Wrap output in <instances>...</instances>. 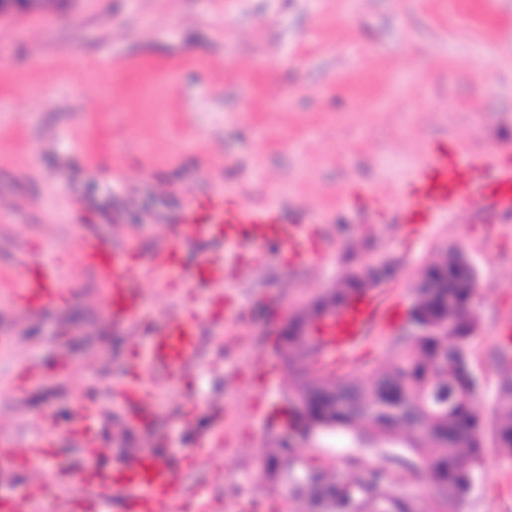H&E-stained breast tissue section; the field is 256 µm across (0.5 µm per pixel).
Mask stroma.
Segmentation results:
<instances>
[{"mask_svg":"<svg viewBox=\"0 0 512 512\" xmlns=\"http://www.w3.org/2000/svg\"><path fill=\"white\" fill-rule=\"evenodd\" d=\"M491 163L512 156V0H47L0 21V444L20 453L55 430L54 461L71 475L140 452L182 462L200 451L191 483L209 512H284L259 460L282 431L288 372L269 331L300 299L351 266L385 257L397 267L382 295L409 308L415 280L441 251L461 248L479 272L481 329L469 347L475 405L492 442L512 347V223L471 205L407 231L393 202L438 143ZM227 191L318 218L323 248L289 268L276 242L255 252L201 237L180 242L184 266L209 260L223 287L173 296L135 277L142 322L113 321L102 286L80 263V240L131 242L141 257L175 239L197 195ZM67 287L55 307L18 310L11 290L25 256ZM206 333L201 360L163 392L154 432L129 422L115 384L145 358L170 303ZM396 331L325 361L339 373L388 367ZM88 410L86 437L58 417ZM335 464L351 456L426 482L381 448L343 438L303 447ZM35 468L0 460V498L38 512ZM457 512H512V461L476 465Z\"/></svg>","mask_w":512,"mask_h":512,"instance_id":"1","label":"stroma"}]
</instances>
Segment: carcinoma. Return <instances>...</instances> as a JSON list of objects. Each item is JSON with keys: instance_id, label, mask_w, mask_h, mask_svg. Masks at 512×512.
<instances>
[{"instance_id": "obj_1", "label": "carcinoma", "mask_w": 512, "mask_h": 512, "mask_svg": "<svg viewBox=\"0 0 512 512\" xmlns=\"http://www.w3.org/2000/svg\"><path fill=\"white\" fill-rule=\"evenodd\" d=\"M462 255L450 250L448 261L426 269V285L414 289L410 316L431 329L397 337L398 354L387 370L338 375L317 367L324 350L314 326L366 292L358 284L364 269H348L336 287L311 296L304 309L288 316L276 352L292 376L294 399L287 401L286 436L260 465L295 512H448V501L469 492L473 469L487 448L468 356L481 327L471 288L477 272ZM504 379L506 410L495 423L493 451L512 459V374ZM339 434L363 446L396 445L404 451L395 457L398 463L411 457L421 462L416 470L434 492L427 510L400 491L395 476L357 458L340 468L299 456V447Z\"/></svg>"}]
</instances>
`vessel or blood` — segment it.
I'll return each instance as SVG.
<instances>
[{"label": "vessel or blood", "instance_id": "obj_1", "mask_svg": "<svg viewBox=\"0 0 512 512\" xmlns=\"http://www.w3.org/2000/svg\"><path fill=\"white\" fill-rule=\"evenodd\" d=\"M484 168L476 159H466L439 145L427 161L416 168L406 197L397 206L401 224L429 223L436 209H448L472 201L512 221V166L495 165L492 177H484ZM179 224L186 238L216 236L225 243L254 246L279 242L295 265H303L313 254L312 243L319 236L315 221L289 223L281 208L269 204L233 202L227 193L192 197ZM133 246H118L97 238H84L80 259L83 267L107 288L108 308L113 320L137 325L144 313L145 299L133 285L135 271L155 277L161 285L190 282L219 286L227 278L225 267L208 261L187 268L175 242L158 245L149 260L133 267L129 258ZM64 284L60 277L40 261L31 259L24 266L17 288L11 292L13 303L28 312H40L55 304ZM400 304H381L371 293L352 300L336 315L318 323L315 334L329 353L343 354L367 340L374 326L390 328L398 319ZM203 352L202 328L187 311L169 312L150 336L147 361L151 373L166 381L182 379ZM54 432H46L41 445L31 449L26 463L50 469L53 462ZM74 481L82 484L85 495L77 500L80 512H95L107 494L125 496L126 512H181L186 498L180 471L162 456L140 453L102 473L80 472Z\"/></svg>", "mask_w": 512, "mask_h": 512}]
</instances>
